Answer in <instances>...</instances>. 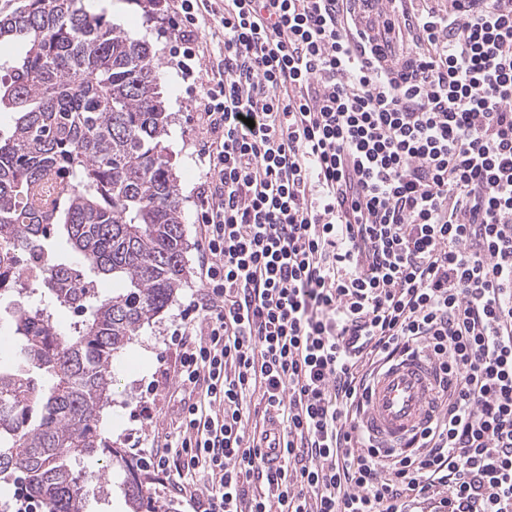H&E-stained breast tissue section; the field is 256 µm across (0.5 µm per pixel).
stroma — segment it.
Instances as JSON below:
<instances>
[{"label": "stroma", "instance_id": "stroma-1", "mask_svg": "<svg viewBox=\"0 0 512 512\" xmlns=\"http://www.w3.org/2000/svg\"><path fill=\"white\" fill-rule=\"evenodd\" d=\"M86 10L103 15L120 25L131 36L150 43L160 65L159 91L169 115L168 135L163 145L178 176L179 197L185 219L188 276L173 302L152 322L144 325L126 349L113 361L112 386L108 405L100 414L97 430L112 447L123 449L131 463L139 461L138 452L150 448L179 431L180 416L188 394L179 390L173 369L178 349L172 340L182 322L193 294L200 292L201 214L196 191L205 180L206 165L198 154L205 136L203 112L199 103L201 87L183 79L177 66L182 55L174 28L177 14L159 9L157 4L143 6L140 0H81ZM151 402L156 411L153 426H145L139 412L143 402ZM87 470L108 473L107 486L97 481L84 484L86 512H131L124 494L122 469L99 454Z\"/></svg>", "mask_w": 512, "mask_h": 512}]
</instances>
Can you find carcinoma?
<instances>
[{"label":"carcinoma","mask_w":512,"mask_h":512,"mask_svg":"<svg viewBox=\"0 0 512 512\" xmlns=\"http://www.w3.org/2000/svg\"><path fill=\"white\" fill-rule=\"evenodd\" d=\"M27 46L0 85V262L29 254L46 268L29 288L0 269V296L38 303L0 318L14 340L0 357V493L15 484L42 512H85L76 466L99 452L123 464L134 512L138 469L99 443L115 355L172 303L186 278L178 185L164 154L168 115L148 42L76 0H0V47ZM63 228L77 263L54 255ZM121 284L101 293L84 273ZM60 312L79 319L61 327Z\"/></svg>","instance_id":"obj_1"}]
</instances>
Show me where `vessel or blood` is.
<instances>
[{"mask_svg": "<svg viewBox=\"0 0 512 512\" xmlns=\"http://www.w3.org/2000/svg\"><path fill=\"white\" fill-rule=\"evenodd\" d=\"M430 364L412 358L385 371L375 385L363 425L381 450L404 447L432 410Z\"/></svg>", "mask_w": 512, "mask_h": 512, "instance_id": "obj_1", "label": "vessel or blood"}]
</instances>
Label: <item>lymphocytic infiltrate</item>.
Wrapping results in <instances>:
<instances>
[{
	"mask_svg": "<svg viewBox=\"0 0 512 512\" xmlns=\"http://www.w3.org/2000/svg\"><path fill=\"white\" fill-rule=\"evenodd\" d=\"M175 0L201 106L196 393L145 452L194 512H512V0ZM437 413L362 419L409 357ZM282 446L280 458L267 451ZM431 365L412 358L392 366L376 383L363 425L382 451L404 448L432 410Z\"/></svg>",
	"mask_w": 512,
	"mask_h": 512,
	"instance_id": "lymphocytic-infiltrate-1",
	"label": "lymphocytic infiltrate"
}]
</instances>
